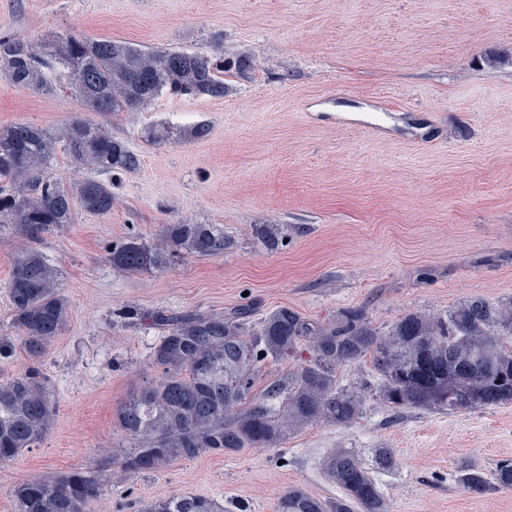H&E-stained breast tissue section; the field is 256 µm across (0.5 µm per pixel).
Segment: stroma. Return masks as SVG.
Masks as SVG:
<instances>
[{
  "label": "stroma",
  "mask_w": 512,
  "mask_h": 512,
  "mask_svg": "<svg viewBox=\"0 0 512 512\" xmlns=\"http://www.w3.org/2000/svg\"><path fill=\"white\" fill-rule=\"evenodd\" d=\"M34 43L74 31L153 49L253 59L227 73L220 99L163 96L99 121L138 152L112 181L111 213L30 242L59 275L67 323L43 360L56 406L35 448L0 463V512L22 479L98 464L123 435L118 404L157 371L160 331L130 308L209 314L280 306L313 321L362 309L387 332L405 314L444 313L482 297L512 300V0H0V33ZM51 93L0 74V127L56 131L87 116L53 75ZM210 126L206 139L183 129ZM170 130L147 141L154 127ZM220 224L233 245L164 272H117L113 240L158 237L165 224ZM259 224L284 225L267 250ZM20 244L0 233V336H14L7 292ZM377 448L396 465L376 472L389 512H512V489L475 494L467 464L512 461V404L392 414L378 396L348 425L291 433L279 448L176 461L136 478L113 468L90 512H139L143 502L194 493L225 512H277L282 492L340 496L327 455Z\"/></svg>",
  "instance_id": "1"
}]
</instances>
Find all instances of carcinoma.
<instances>
[{
	"mask_svg": "<svg viewBox=\"0 0 512 512\" xmlns=\"http://www.w3.org/2000/svg\"><path fill=\"white\" fill-rule=\"evenodd\" d=\"M66 73L72 93L93 112H139L166 95L180 99L224 98V54L181 49L142 48L116 39H91L76 32L44 44L0 34V72L21 90L51 92L47 70ZM76 168L102 174L129 173L141 164L126 141L87 118L72 121L56 135L20 122L0 127V230L25 238L74 223L76 209L90 214L112 211L111 184L88 177L64 183L51 171L58 147ZM257 234L273 250L283 227L261 224ZM164 243L138 235L107 248L112 267L129 274L164 271L182 254L220 256L232 240L222 224H165ZM12 323L31 364L0 381V463L37 447L48 434L56 408L40 365L67 319V301L56 270L35 250L16 259L8 283ZM163 330L152 354L160 376L129 393L115 418L126 441L112 459L132 476L156 472L175 460L206 454L275 448L291 432L321 423L346 425L362 414L367 388L339 386L340 368L368 357L381 382L375 393L394 410L471 409L512 402V304L476 297L445 314L412 312L381 334L360 309H346L336 320L311 322L279 307L257 325L249 310L213 314L138 312ZM309 343V357L291 372L265 375ZM436 372L424 382L422 361ZM396 464L392 452L378 448L374 468L353 451L338 450L326 472L342 491L322 500L290 486L278 512H387L374 470ZM107 469L76 468L31 477L13 486L15 512H89L101 498ZM458 481L484 494L491 487L512 488V461L492 475L475 466L459 470ZM140 512H224V503L207 496L180 494L151 501Z\"/></svg>",
	"mask_w": 512,
	"mask_h": 512,
	"instance_id": "obj_1",
	"label": "carcinoma"
}]
</instances>
